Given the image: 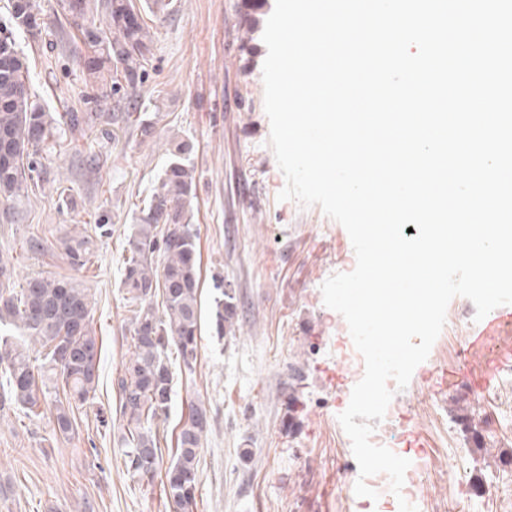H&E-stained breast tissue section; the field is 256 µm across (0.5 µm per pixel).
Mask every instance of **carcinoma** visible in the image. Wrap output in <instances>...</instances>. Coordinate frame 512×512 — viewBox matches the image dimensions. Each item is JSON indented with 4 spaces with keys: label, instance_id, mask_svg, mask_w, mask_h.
<instances>
[{
    "label": "carcinoma",
    "instance_id": "1",
    "mask_svg": "<svg viewBox=\"0 0 512 512\" xmlns=\"http://www.w3.org/2000/svg\"><path fill=\"white\" fill-rule=\"evenodd\" d=\"M75 11L64 16L77 34L84 56L86 105L100 106L109 97L128 101L131 110L122 121L140 126L145 137L152 126L144 123L138 106L139 88L152 58L153 35L136 0H76ZM10 23L0 26V203H9L28 187L38 186L33 157L54 134V119L34 99L26 58L17 32L34 42L47 43L56 31L46 24H31L42 14L40 0H9ZM262 0H243L240 15L248 28L258 23ZM72 129L87 127L97 112H68ZM192 146L180 142L158 185L140 209L135 233L124 258L123 285L130 300L139 304L132 319V356L124 364L113 388L119 395L118 436L126 451L124 467L143 479L149 469L160 473L162 453L154 429L167 417L172 400L171 354L184 371L193 374L198 349L200 288L196 231L191 199L195 195V168L189 162ZM68 263L84 269L90 263V240L60 239ZM212 322L217 335L234 331V290L217 287ZM162 294V309L153 298ZM93 307L88 289L72 278H31L19 291L0 287V373L7 388L0 391V407L39 414L50 396L47 381L61 386L56 400V431H73V406L84 404L98 381L96 336L90 327ZM176 437V449L161 480L170 512H193L199 481L198 462L210 418L203 403L187 405Z\"/></svg>",
    "mask_w": 512,
    "mask_h": 512
}]
</instances>
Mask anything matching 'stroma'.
<instances>
[{
	"label": "stroma",
	"instance_id": "35a3bbf8",
	"mask_svg": "<svg viewBox=\"0 0 512 512\" xmlns=\"http://www.w3.org/2000/svg\"><path fill=\"white\" fill-rule=\"evenodd\" d=\"M240 0H172L148 17L153 58L140 89L141 111L154 124L142 137L135 125L112 120L114 101L100 105L91 129L71 130L64 113L83 109V56L69 30L54 47H28L32 91L60 125L38 159L42 182L10 206H0V258L14 283L29 277L74 278L89 288L91 327L99 345L98 383L75 411L76 429L54 431L55 409L29 417L0 410V512H169L160 483L130 477L123 450L106 424L115 402L112 379L128 360L133 303L122 286L123 259L136 215L158 182L171 142L190 141L196 196L202 309L193 375L174 374L169 416L160 423L163 463L175 453L179 422L189 401L211 415L200 453L194 512H364L340 488V464L353 460L337 421L348 398H336L329 373L344 318L327 308L320 290L331 275L353 270L348 233L320 207L279 200L286 180L269 145L262 65V28L239 24ZM107 215L108 235L94 217ZM56 241L90 238L93 257L78 271L53 246L26 247L32 236ZM235 290L237 323L220 337L212 328L217 280ZM468 323L441 332L407 388L394 395L402 409L424 415L421 429L433 476L421 512H512L487 493L512 482V368L486 348L493 380L471 400L457 383L459 348L476 327L475 307L450 303ZM471 416L482 434L474 444L457 422ZM252 452L242 461L243 449ZM461 454L462 481L449 480L448 449Z\"/></svg>",
	"mask_w": 512,
	"mask_h": 512
}]
</instances>
